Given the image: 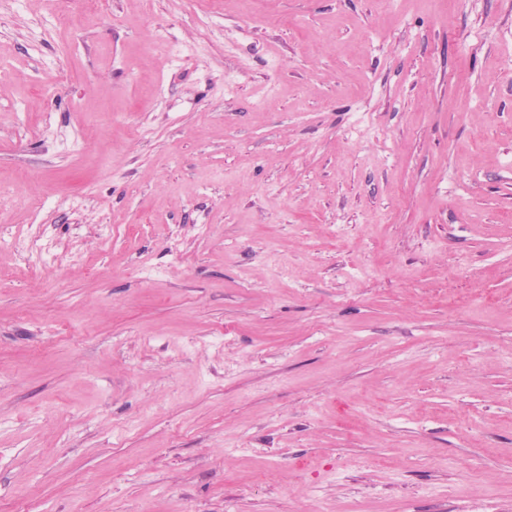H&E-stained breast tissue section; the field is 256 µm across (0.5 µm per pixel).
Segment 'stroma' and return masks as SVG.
Masks as SVG:
<instances>
[{
    "instance_id": "obj_1",
    "label": "stroma",
    "mask_w": 512,
    "mask_h": 512,
    "mask_svg": "<svg viewBox=\"0 0 512 512\" xmlns=\"http://www.w3.org/2000/svg\"><path fill=\"white\" fill-rule=\"evenodd\" d=\"M0 193V512H512V0H0Z\"/></svg>"
}]
</instances>
